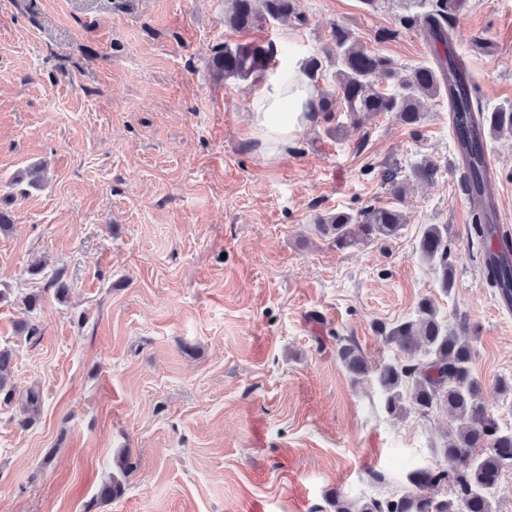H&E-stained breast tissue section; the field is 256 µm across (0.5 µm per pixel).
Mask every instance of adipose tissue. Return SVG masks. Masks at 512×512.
Segmentation results:
<instances>
[{"label": "adipose tissue", "instance_id": "ef3b65f1", "mask_svg": "<svg viewBox=\"0 0 512 512\" xmlns=\"http://www.w3.org/2000/svg\"><path fill=\"white\" fill-rule=\"evenodd\" d=\"M317 92L303 71L301 58L289 59L285 73L269 74L251 102L253 134L267 156H280L311 122Z\"/></svg>", "mask_w": 512, "mask_h": 512}]
</instances>
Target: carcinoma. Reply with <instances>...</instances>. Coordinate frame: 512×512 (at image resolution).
<instances>
[{
	"instance_id": "obj_1",
	"label": "carcinoma",
	"mask_w": 512,
	"mask_h": 512,
	"mask_svg": "<svg viewBox=\"0 0 512 512\" xmlns=\"http://www.w3.org/2000/svg\"><path fill=\"white\" fill-rule=\"evenodd\" d=\"M227 2L224 25L244 36L269 22H307L300 0ZM429 2L428 10L403 15L399 23L419 26L431 41L445 46L448 17L456 9L457 0ZM332 37L333 49L326 58L327 64L335 68L336 92L320 95L318 111L323 115L336 111L339 103L355 117L393 112L404 125L415 126L423 119L424 99L445 96L458 156L467 170L466 190L473 201V230L487 286L494 289L502 305L512 309V239L492 222L484 142L487 128L512 133V106L486 112L475 105L468 89V73L460 62L448 68L437 57L432 65L401 72L390 59L366 50L352 30L337 25ZM276 56L277 49L271 43L226 44L213 56L211 71L218 80H246L273 68ZM385 82L394 84V89L381 88ZM438 171L434 162L425 160L411 169L410 178L432 182ZM404 224L405 214L396 206H371L355 216L339 211L315 218L318 233L332 239L340 249L359 242L392 239ZM418 251L431 266L442 291L450 292L454 274L444 226L425 225ZM465 331V322L448 323L439 317L435 302L424 298L412 317L378 326V335L395 346L399 356L376 369L388 416L398 418L410 408L423 415L438 409L454 414L458 424L435 452L464 461L463 470L450 473L438 467L417 468L408 473L407 486L401 490L357 503L336 491L331 499L334 512H460L463 500L468 502V512H496L502 475L512 471V427L501 426L485 403L484 384L471 368L472 345L460 336ZM336 342V360L353 380L362 378L367 362L358 344L339 336ZM12 372L13 353L0 347V402L5 404L15 398ZM39 408V394L29 391L21 404V423L32 422ZM420 487H429L433 493L420 494ZM124 492L123 482L114 477L102 484L99 497L110 502Z\"/></svg>"
}]
</instances>
